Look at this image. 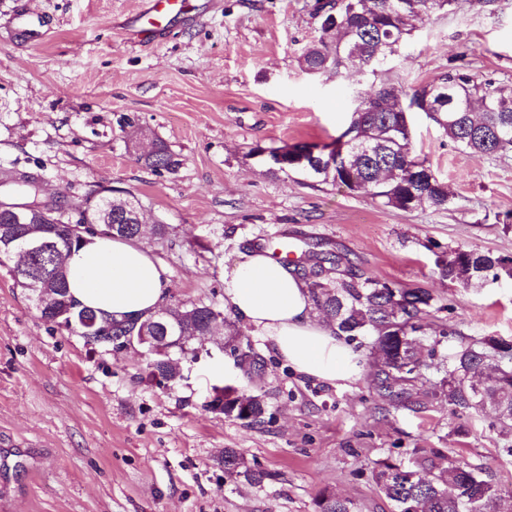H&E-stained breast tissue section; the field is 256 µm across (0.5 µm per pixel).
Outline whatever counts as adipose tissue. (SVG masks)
<instances>
[{
  "label": "adipose tissue",
  "instance_id": "obj_1",
  "mask_svg": "<svg viewBox=\"0 0 512 512\" xmlns=\"http://www.w3.org/2000/svg\"><path fill=\"white\" fill-rule=\"evenodd\" d=\"M65 266L73 298L116 320L146 319L169 293L166 267L132 240L91 238ZM224 305L297 372L331 384L360 378L356 354L316 311L305 281L269 253L241 254L225 272Z\"/></svg>",
  "mask_w": 512,
  "mask_h": 512
}]
</instances>
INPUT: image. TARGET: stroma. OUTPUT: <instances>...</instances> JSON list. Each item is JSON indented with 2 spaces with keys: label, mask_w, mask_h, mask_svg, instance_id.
<instances>
[{
  "label": "stroma",
  "mask_w": 512,
  "mask_h": 512,
  "mask_svg": "<svg viewBox=\"0 0 512 512\" xmlns=\"http://www.w3.org/2000/svg\"><path fill=\"white\" fill-rule=\"evenodd\" d=\"M318 0H194L156 40L137 41L138 0H0V170L37 175L42 198L81 203L89 189L139 199L141 245L169 270L166 306L224 308V273L240 252L315 245L348 254L368 275L430 290L449 343L512 340V278L482 287L439 278L438 256L477 249L512 256V153L462 151L424 113L412 144L447 186V208L398 210L371 195L270 170L251 146L332 142L354 93L382 82L405 91L461 71L512 84V0H454L419 23L376 74L299 66L319 37ZM49 26L42 42L11 34L22 4ZM163 140L177 165L138 163L125 118ZM0 262V512H317L322 495L355 512H395L372 477L377 460L412 463L416 448L463 455L512 504V436L492 415L460 420L437 403L396 410L370 371L347 385L295 372L235 321L237 343L192 342L182 377L158 383L146 347L88 345L44 321ZM262 396V422L225 417L217 390ZM470 433L458 437L457 426ZM240 450L262 484L230 479ZM221 463L224 465V474L230 479L243 476L253 484H261L267 477L263 470L248 466L243 453L235 448L225 449Z\"/></svg>",
  "instance_id": "stroma-1"
}]
</instances>
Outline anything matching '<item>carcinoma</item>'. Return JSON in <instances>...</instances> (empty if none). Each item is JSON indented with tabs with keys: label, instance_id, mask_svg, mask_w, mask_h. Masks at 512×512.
Masks as SVG:
<instances>
[{
	"label": "carcinoma",
	"instance_id": "obj_1",
	"mask_svg": "<svg viewBox=\"0 0 512 512\" xmlns=\"http://www.w3.org/2000/svg\"><path fill=\"white\" fill-rule=\"evenodd\" d=\"M374 8L366 15H350L336 0L318 7L323 12L322 34L301 55V68L311 74L328 70L339 72L358 63L371 73L382 63L398 56L407 44L415 24L430 15L399 13L391 8L397 0H372ZM402 89L382 83L358 96L346 129L331 143L292 146L294 157L274 170L298 173L320 183H332L351 192L357 188L346 177L355 175L368 186V192L385 206L403 211L429 206H448V191L434 172L420 159L411 144V104L429 98L433 112L429 118L457 146L475 153L494 155L512 151V85L483 80L463 72H450L415 89L409 104L401 101ZM305 161H300V158ZM153 170H171L178 165L161 140L141 156ZM13 185L22 202L0 200V235L16 228L13 212L25 209L30 215L28 230L53 242L46 258L32 259L30 266L15 270L18 286L29 292L42 318L51 322L70 310L88 311L98 322H107L104 336H88L94 346H120L127 335L140 333L149 320L116 321L109 314L81 305L70 294L64 266L55 264L57 254L78 245L68 231L70 211L79 213L76 223L95 218L106 208L105 201L90 204L89 193L79 205L61 196L49 203L40 198L38 180L25 172L0 178V187ZM140 202L131 198H112V224L115 236L133 238L138 233ZM310 265L301 269L316 309L327 317L347 339L370 336L374 357L371 364L375 390L396 408L414 409L423 405L421 397L444 401L456 415L479 416L494 410L496 426L502 434L512 433V342L497 337L463 339L448 353L438 355L448 327L426 322L434 308L433 295L424 288L394 287L356 270L345 254L327 252L308 256ZM440 277L481 285L492 277L512 278V257L491 251L454 250L436 260ZM176 318L188 316L197 336L211 334L219 321L227 332L225 345L236 342L233 323L221 312L206 305L184 304L173 308ZM440 358L444 376L434 391L424 394L415 389L422 372ZM167 356H156L148 363L151 374L174 381L178 374L168 368ZM242 392L224 387L218 402H224V415L248 424L261 421L266 405L259 400L244 417L233 410L231 397ZM415 469L408 470L388 456L375 463L373 475L380 491L395 502L397 512H496L500 494L485 480L482 469L463 458L435 460L417 448ZM224 474L262 483L267 474L247 465L236 448L224 449L221 460ZM319 512H354L347 499L324 496Z\"/></svg>",
	"mask_w": 512,
	"mask_h": 512
}]
</instances>
